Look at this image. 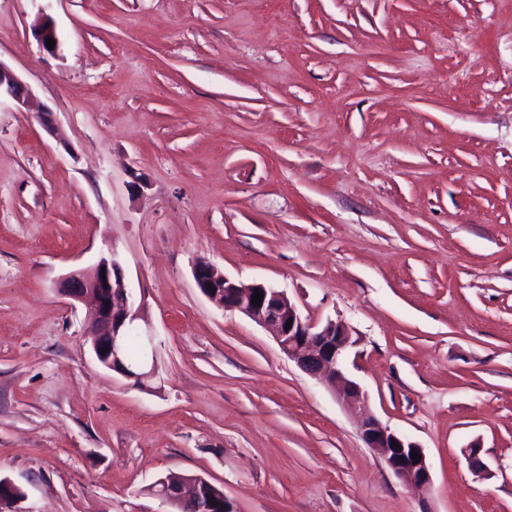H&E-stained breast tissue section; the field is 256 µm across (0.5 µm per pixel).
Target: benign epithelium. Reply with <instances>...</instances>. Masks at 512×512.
Listing matches in <instances>:
<instances>
[{
  "mask_svg": "<svg viewBox=\"0 0 512 512\" xmlns=\"http://www.w3.org/2000/svg\"><path fill=\"white\" fill-rule=\"evenodd\" d=\"M39 43L43 51L55 55L59 43L46 46V39H57L52 21L41 22ZM7 96L20 105L31 97V91L21 79L0 62V96ZM192 275L196 287L216 306L235 310L255 322L273 329L275 339L289 359L303 371L314 376L328 373L331 386L341 384L340 397L354 413L362 437L370 448L378 450L388 468L398 477L414 486H426L431 482L430 465L421 447L406 437L383 426L373 414L360 386L347 379L338 368L345 349L352 344L347 326L340 321L328 320L323 324L303 318L287 293L262 283L244 284L217 273L213 265L199 259ZM59 293L73 301L90 300L86 320V335L96 362L103 368L115 371L136 382L147 379L156 372V358L151 365L146 360L135 371L123 359L125 337L134 330L135 321L141 318V306L126 287L125 271L115 255L100 257L94 271L72 270L57 283ZM262 292V302L252 304L255 291ZM292 326H287V321ZM398 446H393V443ZM421 459H412V453ZM148 491L177 512H211L210 500L201 497L199 483L186 482L178 491L169 490L167 479L155 481Z\"/></svg>",
  "mask_w": 512,
  "mask_h": 512,
  "instance_id": "7a95c632",
  "label": "benign epithelium"
}]
</instances>
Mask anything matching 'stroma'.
<instances>
[{
    "mask_svg": "<svg viewBox=\"0 0 512 512\" xmlns=\"http://www.w3.org/2000/svg\"><path fill=\"white\" fill-rule=\"evenodd\" d=\"M0 63L32 93L0 100L21 512H172L147 491L171 472L235 512H512V0H0ZM109 252L154 336L141 384L95 363L56 290ZM200 258L347 325L343 372L430 485L202 295Z\"/></svg>",
    "mask_w": 512,
    "mask_h": 512,
    "instance_id": "stroma-1",
    "label": "stroma"
}]
</instances>
